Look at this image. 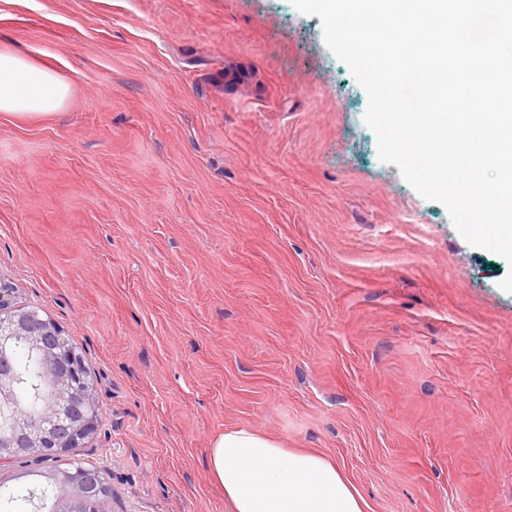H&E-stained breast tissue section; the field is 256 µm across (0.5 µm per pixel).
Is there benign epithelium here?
Returning a JSON list of instances; mask_svg holds the SVG:
<instances>
[{
	"label": "benign epithelium",
	"instance_id": "benign-epithelium-1",
	"mask_svg": "<svg viewBox=\"0 0 512 512\" xmlns=\"http://www.w3.org/2000/svg\"><path fill=\"white\" fill-rule=\"evenodd\" d=\"M41 365L37 411L17 407L21 381L16 350ZM100 415L83 355L51 319L16 302L0 287V463L31 456L57 459L94 434ZM52 512H102L106 486L80 466L54 473Z\"/></svg>",
	"mask_w": 512,
	"mask_h": 512
}]
</instances>
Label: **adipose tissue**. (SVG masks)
Returning <instances> with one entry per match:
<instances>
[{
	"instance_id": "ef3b65f1",
	"label": "adipose tissue",
	"mask_w": 512,
	"mask_h": 512,
	"mask_svg": "<svg viewBox=\"0 0 512 512\" xmlns=\"http://www.w3.org/2000/svg\"><path fill=\"white\" fill-rule=\"evenodd\" d=\"M68 95L50 63L0 44V112L39 118L60 109ZM207 466L234 512H364L341 466L249 427L216 437Z\"/></svg>"
}]
</instances>
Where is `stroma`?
<instances>
[{
  "instance_id": "35a3bbf8",
  "label": "stroma",
  "mask_w": 512,
  "mask_h": 512,
  "mask_svg": "<svg viewBox=\"0 0 512 512\" xmlns=\"http://www.w3.org/2000/svg\"><path fill=\"white\" fill-rule=\"evenodd\" d=\"M70 86L0 112V275L83 355L105 512H231L251 427L367 512H512V266L381 162L291 0H0Z\"/></svg>"
}]
</instances>
